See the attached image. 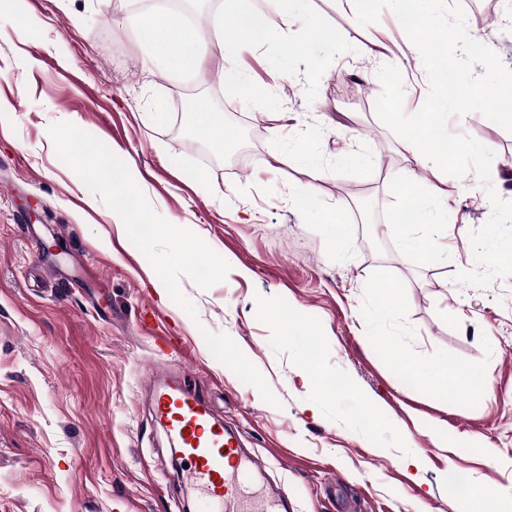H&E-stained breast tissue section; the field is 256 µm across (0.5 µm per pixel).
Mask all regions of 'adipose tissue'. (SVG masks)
I'll return each mask as SVG.
<instances>
[{"mask_svg":"<svg viewBox=\"0 0 512 512\" xmlns=\"http://www.w3.org/2000/svg\"><path fill=\"white\" fill-rule=\"evenodd\" d=\"M302 2L275 0L274 7L269 8L258 0H225L223 14L211 20L212 26L220 32L219 51L238 58L253 53L261 45L279 42L284 50L310 56L320 45L335 42V30L324 25L309 28L297 41H288L294 9ZM203 34V27L187 26L175 14L150 19L136 32L138 40L147 45L150 60H160L178 69L198 67L208 55ZM400 186L402 205L387 229L393 234L411 222L427 227L426 235L405 239L404 249L416 263L432 264L447 236L441 217L448 212V193L442 189L426 191L409 177L402 179Z\"/></svg>","mask_w":512,"mask_h":512,"instance_id":"obj_1","label":"adipose tissue"}]
</instances>
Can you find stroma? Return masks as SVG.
I'll use <instances>...</instances> for the list:
<instances>
[{
	"mask_svg": "<svg viewBox=\"0 0 512 512\" xmlns=\"http://www.w3.org/2000/svg\"><path fill=\"white\" fill-rule=\"evenodd\" d=\"M159 13L151 0H0V512H195L153 416L149 377L170 369L269 464L294 512H512V277L455 281L476 268L469 234L488 197L474 174L417 169L452 194L432 266L383 229L401 205L392 176L414 167L372 106L379 68L409 52L396 16L364 26L343 0H308L293 34L337 35L320 69L258 49L243 102L220 54L189 72L145 65L135 28ZM192 97L223 142L196 134ZM55 122L120 148L154 210L229 263L205 290L180 278L197 317L158 292L111 209L89 207ZM449 129L494 151L491 184L512 200V133L479 112ZM306 146L310 165L292 158ZM205 328L238 345L279 406L213 356ZM164 336L181 356L157 350ZM409 362L457 376L406 383ZM480 488L492 498H473Z\"/></svg>",
	"mask_w": 512,
	"mask_h": 512,
	"instance_id": "35a3bbf8",
	"label": "stroma"
}]
</instances>
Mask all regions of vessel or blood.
<instances>
[{
  "label": "vessel or blood",
  "instance_id": "obj_1",
  "mask_svg": "<svg viewBox=\"0 0 512 512\" xmlns=\"http://www.w3.org/2000/svg\"><path fill=\"white\" fill-rule=\"evenodd\" d=\"M153 413L177 440L187 463L179 477L198 489V512H292L287 490L244 496V481L263 478L266 466L242 447L187 379L158 386Z\"/></svg>",
  "mask_w": 512,
  "mask_h": 512
}]
</instances>
